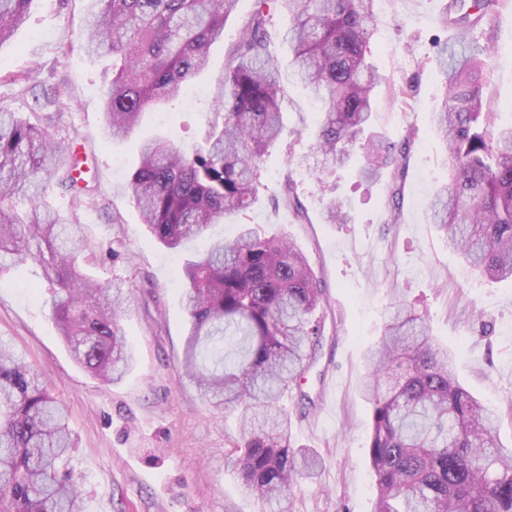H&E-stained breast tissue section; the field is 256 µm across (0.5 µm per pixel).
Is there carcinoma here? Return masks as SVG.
I'll return each instance as SVG.
<instances>
[{
  "label": "carcinoma",
  "instance_id": "obj_1",
  "mask_svg": "<svg viewBox=\"0 0 512 512\" xmlns=\"http://www.w3.org/2000/svg\"><path fill=\"white\" fill-rule=\"evenodd\" d=\"M32 2L0 0V44L24 23ZM238 3L88 0L84 47L112 54L106 141L127 137L146 108L190 86ZM497 5L450 0L440 17L460 38L441 48L447 80L435 117L451 166L428 213L449 248L481 276L505 281L512 280V125L497 126L484 100L490 48L473 34L493 21ZM276 11L288 16L284 41L294 78L326 104L314 138L324 167L345 164L348 145L371 122L380 83L366 61L374 0H253L225 59L222 125L190 153L164 138L144 142L129 180L151 239L173 252L257 198V172L283 128L285 89L266 29ZM37 108L33 119L0 112V266L35 261L44 268L57 285L51 308L60 336L83 368L112 383L133 361L119 324L122 286L100 281L79 262L84 225L36 202L22 214L12 205L16 196L39 197V173L50 168L73 196L85 192L78 165L50 133L60 91L45 94ZM408 155V142L371 136L361 174L389 173L396 203ZM282 199L303 215L291 178ZM181 276L185 376L215 408L243 407L228 463L245 495L279 503L317 467L291 446L279 400L316 355L324 285L288 233L266 236L249 224L185 260ZM393 307L384 336L368 351L363 385L372 407L374 512H512V448L499 442L493 412L455 379L448 350L432 343L423 317L402 314L398 299ZM70 448L63 408L0 342V512H85Z\"/></svg>",
  "mask_w": 512,
  "mask_h": 512
}]
</instances>
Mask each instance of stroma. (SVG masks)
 <instances>
[{
    "label": "stroma",
    "instance_id": "35a3bbf8",
    "mask_svg": "<svg viewBox=\"0 0 512 512\" xmlns=\"http://www.w3.org/2000/svg\"><path fill=\"white\" fill-rule=\"evenodd\" d=\"M448 0H375L367 60L379 72L372 128L409 138L410 160L397 209L389 176L366 180L361 143L347 164L317 181L312 135L315 101L296 84L283 41L286 19L267 29L285 88L283 133L261 167L258 200L240 222L209 228L189 249L232 238L238 223L265 235L289 232L323 281L325 336L298 387L281 401L291 444L313 452L318 467L274 512H373L369 464L371 405L363 397L364 357L382 336L394 294L425 315L433 343L447 348L455 378L500 417L499 437L512 444V282L472 274L448 249L427 217V204L448 180L450 160L433 116L445 88L440 48L455 40L439 17ZM87 0H34L29 15L0 45V110L28 116L36 96L54 84L65 105L54 129L78 154L89 192L72 198L44 172L43 200L76 215L94 244L87 269L122 281L128 296L119 322L134 362L121 381L105 384L78 365L52 320V284L39 264L0 269V340L7 342L59 401L75 447L70 465L81 474L88 512H262L245 496L225 455L237 437V408L216 409L183 378L187 316L179 297L184 257L153 242L133 203L128 181L140 142L167 136L178 147L203 145L224 96V61L237 42L252 0H240L212 46L195 85L203 97L145 110L134 133L105 142L103 96L112 56H88L79 33ZM486 97L502 124L512 123V0L492 26ZM294 176L304 215L275 206ZM343 201L350 220L324 218L329 198Z\"/></svg>",
    "mask_w": 512,
    "mask_h": 512
}]
</instances>
